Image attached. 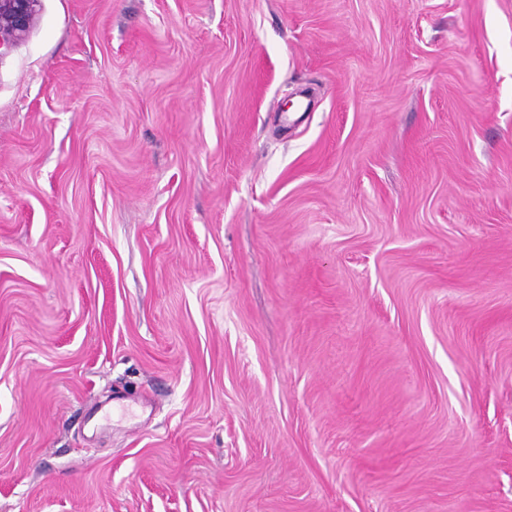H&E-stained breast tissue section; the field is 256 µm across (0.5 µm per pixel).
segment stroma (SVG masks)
I'll return each mask as SVG.
<instances>
[{"label": "stroma", "instance_id": "35a3bbf8", "mask_svg": "<svg viewBox=\"0 0 512 512\" xmlns=\"http://www.w3.org/2000/svg\"><path fill=\"white\" fill-rule=\"evenodd\" d=\"M0 512H512V0H41Z\"/></svg>", "mask_w": 512, "mask_h": 512}]
</instances>
